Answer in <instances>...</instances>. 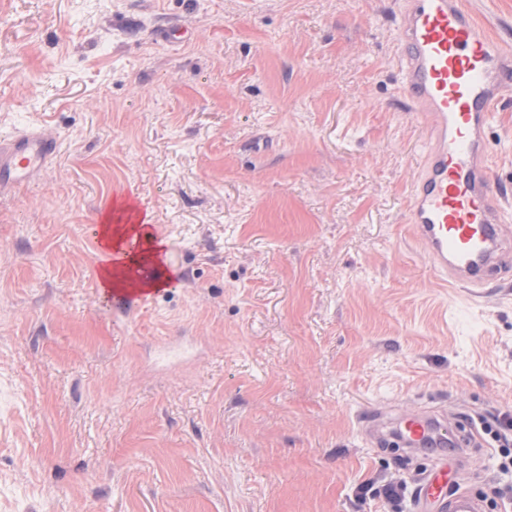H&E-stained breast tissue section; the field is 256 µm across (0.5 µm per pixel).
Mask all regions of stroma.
<instances>
[{
    "label": "stroma",
    "mask_w": 512,
    "mask_h": 512,
    "mask_svg": "<svg viewBox=\"0 0 512 512\" xmlns=\"http://www.w3.org/2000/svg\"><path fill=\"white\" fill-rule=\"evenodd\" d=\"M464 2L512 44V0ZM398 57L391 0H0V133L61 141L0 197V512H412L423 460L361 417L512 414V291L404 223ZM490 145L512 195V100ZM127 195L187 281L121 313L87 227ZM484 441L465 480L505 512Z\"/></svg>",
    "instance_id": "obj_1"
}]
</instances>
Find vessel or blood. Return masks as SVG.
<instances>
[{
	"mask_svg": "<svg viewBox=\"0 0 512 512\" xmlns=\"http://www.w3.org/2000/svg\"><path fill=\"white\" fill-rule=\"evenodd\" d=\"M400 91L429 124L424 159L411 187L406 221L435 271L486 301L499 274L512 267V227L505 194L491 179L488 130L512 97V46L492 40L462 0H398ZM45 129L0 138V193L29 183L57 157ZM448 416L406 409L390 436L413 452L434 449L414 487V512H486L484 500L458 481L448 444L469 447L472 433L448 431Z\"/></svg>",
	"mask_w": 512,
	"mask_h": 512,
	"instance_id": "1",
	"label": "vessel or blood"
}]
</instances>
